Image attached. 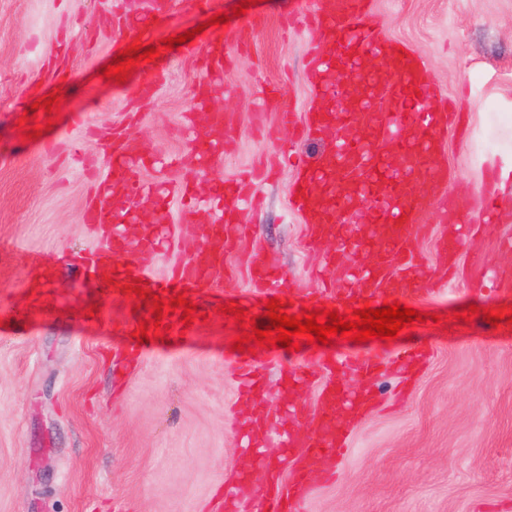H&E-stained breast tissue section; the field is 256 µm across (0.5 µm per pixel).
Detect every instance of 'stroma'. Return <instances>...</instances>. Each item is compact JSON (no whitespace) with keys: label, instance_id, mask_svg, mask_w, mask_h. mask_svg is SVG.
<instances>
[{"label":"stroma","instance_id":"stroma-1","mask_svg":"<svg viewBox=\"0 0 512 512\" xmlns=\"http://www.w3.org/2000/svg\"><path fill=\"white\" fill-rule=\"evenodd\" d=\"M241 0H209L193 12L173 10L152 41L193 31L189 43L141 63L127 81L103 71L117 51L113 32L125 0H0V324L11 325L29 299L34 260L54 267L43 300L17 333H0V512H217L218 491L244 461L233 426L237 388L231 372L233 314L204 318L197 336L133 345L134 303H111L105 289L82 281L74 258L97 239L85 222L94 170L107 164L102 134L127 115L148 113L129 127L128 148L153 146L180 154L177 170L140 168L149 183L192 181L209 193L186 136L195 93L207 75L196 48L225 40L233 53L211 110L224 115L226 152L216 172L243 173L262 199L243 214L252 232L228 254L220 290L199 301L235 305L269 323L265 299L248 300L250 266L275 256L288 279L312 287L320 255L305 245V225L288 205L292 172L284 154L317 155L315 142L293 141L275 112L256 111L278 87L281 105L304 119L305 57L315 43L304 11L313 0H257L234 15ZM229 16L211 27L209 18ZM372 19L427 63L439 92L456 104L459 123L443 134L435 158L446 182L420 192L430 211L452 199L463 224H481L486 192L497 193L500 219L458 244L460 274H441L437 249L443 224L428 225L416 253L431 279L410 301L425 313L393 340L333 338L302 345L296 356L334 351L385 359L377 400L356 425L344 462L328 473L307 512H512V325L494 327L469 306L512 305V180L486 181L487 165L512 167V0H375ZM248 28L249 41L235 35ZM161 76L159 95L136 93ZM60 97L53 133L85 114V168L66 152L45 158L41 140L25 137L24 110L49 93ZM102 321L84 329L83 313ZM443 323H436L434 315ZM406 348L429 357L403 380L393 360Z\"/></svg>","mask_w":512,"mask_h":512}]
</instances>
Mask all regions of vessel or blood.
Masks as SVG:
<instances>
[{
	"label": "vessel or blood",
	"instance_id": "b4317fda",
	"mask_svg": "<svg viewBox=\"0 0 512 512\" xmlns=\"http://www.w3.org/2000/svg\"><path fill=\"white\" fill-rule=\"evenodd\" d=\"M142 19L137 26L119 27L117 36L139 37L168 19L172 7L193 10L203 0H141ZM373 0H316L308 15L320 38L307 59L310 100L303 125H295L291 110L278 111L282 126H295L300 138L316 139L326 149L318 158H294L295 179L289 189L292 207L306 226L307 242L319 248L328 237H336L342 249L369 248L377 260L349 270L350 285L334 291L340 313L364 304L378 306L396 293L414 294L428 273L414 255V240L432 220L417 201L423 179L439 181L430 166L441 149L442 131L453 115V105L441 97L423 60L400 41L387 37L371 21ZM207 74L204 94L221 86L230 62L222 39H214L197 51ZM190 141L199 159L217 163L224 153V115L209 112L203 124H192ZM117 148L110 165L97 175L99 185L86 221L97 233L100 245L82 257L88 277L106 288L114 300L133 298V284L150 288L160 298L177 293L197 294L224 275V260L249 233L241 216L252 208V197L242 194L235 181L217 179L215 194L222 206L194 199L182 219L208 212L207 223L181 241L186 258L172 263L164 277H156L151 257L156 250L159 228L137 223L135 208L144 185L130 173L124 138L113 133ZM413 159L403 168L404 159ZM442 221L447 230L441 239L439 263L454 265L456 244L466 231L453 202L443 205ZM250 281L263 294L288 290L278 262L265 256L253 264ZM161 324L164 337L196 335L199 322L183 323L181 313H166ZM343 359L322 355L315 366L293 364L286 370L290 391L302 390L315 372L324 379L316 408L309 420L312 440L295 437L292 428L301 410L288 412V423L275 426L267 409L251 404L253 395L268 386L267 367L245 356L235 360L248 403L239 420L249 471H261L265 483L256 492L257 512H301L323 484L326 469L334 467L346 453L354 422L371 403L367 388L379 370L378 363L359 360L355 368L363 379L361 388L341 389L337 374ZM277 444L278 458L265 449Z\"/></svg>",
	"mask_w": 512,
	"mask_h": 512
}]
</instances>
